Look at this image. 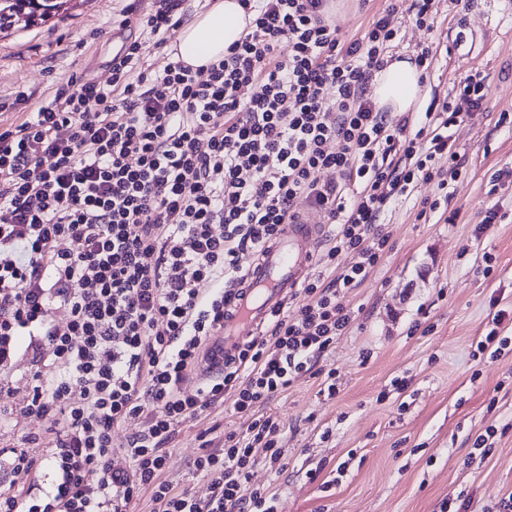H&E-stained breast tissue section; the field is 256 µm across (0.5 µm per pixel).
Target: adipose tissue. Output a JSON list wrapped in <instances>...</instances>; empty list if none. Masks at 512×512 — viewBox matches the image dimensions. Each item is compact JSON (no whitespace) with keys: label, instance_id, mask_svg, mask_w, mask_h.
Returning a JSON list of instances; mask_svg holds the SVG:
<instances>
[{"label":"adipose tissue","instance_id":"1","mask_svg":"<svg viewBox=\"0 0 512 512\" xmlns=\"http://www.w3.org/2000/svg\"><path fill=\"white\" fill-rule=\"evenodd\" d=\"M245 26V15L237 0H214L206 11L182 27L177 40L179 57L196 67L220 61ZM419 82L420 72L415 64L406 59L394 61L376 75L375 101L397 112L410 111L418 101Z\"/></svg>","mask_w":512,"mask_h":512}]
</instances>
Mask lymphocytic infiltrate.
Wrapping results in <instances>:
<instances>
[{
    "mask_svg": "<svg viewBox=\"0 0 512 512\" xmlns=\"http://www.w3.org/2000/svg\"><path fill=\"white\" fill-rule=\"evenodd\" d=\"M184 3L157 0L137 18L141 37L113 55L108 80L71 79L0 132V368L27 356L34 385L15 414L51 435L26 437L6 465L23 479L45 447L48 489H0V512H126L144 492L152 512H277L251 482L255 448L270 471L285 467L261 407L349 329L347 294L391 249L379 222L390 199L462 173L451 129L488 87L466 78L419 121H387L366 87L397 38L390 11L343 47L329 0H239L250 21L223 60L153 73L146 47L167 44ZM324 169L339 183H320ZM307 207L334 226L322 274L274 312L270 335L186 393L247 274L241 256ZM228 390L245 433L203 442L206 497L174 491L163 473L179 426ZM136 415L142 430L116 441Z\"/></svg>",
    "mask_w": 512,
    "mask_h": 512,
    "instance_id": "f902f5d3",
    "label": "lymphocytic infiltrate"
}]
</instances>
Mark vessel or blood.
I'll return each instance as SVG.
<instances>
[{"label": "vessel or blood", "instance_id": "1", "mask_svg": "<svg viewBox=\"0 0 512 512\" xmlns=\"http://www.w3.org/2000/svg\"><path fill=\"white\" fill-rule=\"evenodd\" d=\"M324 231L321 216L305 210L250 263L244 282L224 310L223 328L207 343L197 378L221 372L225 362L266 326L271 314L294 297L312 269Z\"/></svg>", "mask_w": 512, "mask_h": 512}]
</instances>
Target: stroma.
<instances>
[{"mask_svg": "<svg viewBox=\"0 0 512 512\" xmlns=\"http://www.w3.org/2000/svg\"><path fill=\"white\" fill-rule=\"evenodd\" d=\"M43 21L0 32V99L26 92L27 103L0 114V130L18 125L73 76L104 80L120 48L122 20L152 9L154 0H62ZM412 0H400L392 23V58L431 52L419 110L432 98L454 97L461 81L483 77L489 87L481 110L454 127L466 171L448 186L446 222L421 213L419 201L437 192L420 184L415 195L391 203L382 218L391 250L346 298L354 319L319 358L317 374L300 376L267 406L280 424L288 461L281 474L264 466L255 449L253 481L271 487L278 512H438L458 496L467 512H496L512 496V351L492 359L475 355L477 341L497 310L512 312V15L492 12L490 0H439L429 26L416 22ZM387 0H334L331 21L341 44L359 38ZM477 33L474 51L457 47ZM503 219L484 223L488 207ZM492 255L486 266L484 255ZM336 374L338 392L321 393V373ZM396 379L408 383L394 389ZM32 387L27 359L0 372V448L17 446L46 425L10 418ZM233 394L180 425L165 480L203 496L208 482L193 471L204 440L244 431ZM495 429L486 457L472 442Z\"/></svg>", "mask_w": 512, "mask_h": 512, "instance_id": "1", "label": "stroma"}]
</instances>
